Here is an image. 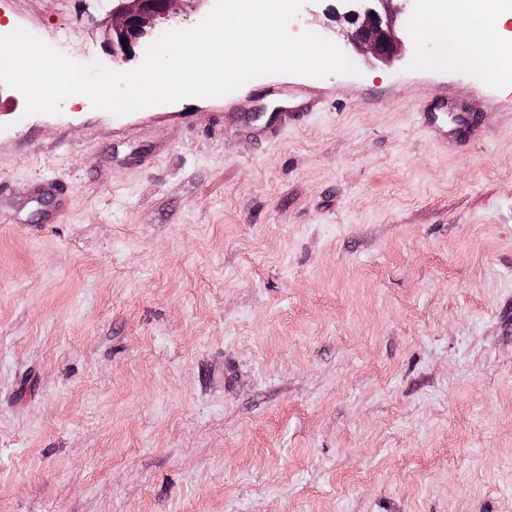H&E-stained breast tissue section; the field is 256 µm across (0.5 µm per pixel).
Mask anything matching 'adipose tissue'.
Segmentation results:
<instances>
[{"label":"adipose tissue","mask_w":512,"mask_h":512,"mask_svg":"<svg viewBox=\"0 0 512 512\" xmlns=\"http://www.w3.org/2000/svg\"><path fill=\"white\" fill-rule=\"evenodd\" d=\"M421 5L424 12L437 21L432 36L448 46L457 35L453 26L455 13L466 14L471 27L482 28V55L493 60L498 82L512 86V32L484 25L490 15L512 18V0H421Z\"/></svg>","instance_id":"1"}]
</instances>
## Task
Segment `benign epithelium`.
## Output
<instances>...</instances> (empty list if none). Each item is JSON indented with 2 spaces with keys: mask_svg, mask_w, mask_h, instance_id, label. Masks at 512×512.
<instances>
[{
  "mask_svg": "<svg viewBox=\"0 0 512 512\" xmlns=\"http://www.w3.org/2000/svg\"><path fill=\"white\" fill-rule=\"evenodd\" d=\"M112 24L107 42L112 56L127 55V51L151 35L176 23V4L180 0H113ZM336 14L348 25L347 41L361 54L376 58H391L400 49L395 34L396 16L386 8L391 0H336ZM127 45H122L121 40Z\"/></svg>",
  "mask_w": 512,
  "mask_h": 512,
  "instance_id": "obj_1",
  "label": "benign epithelium"
}]
</instances>
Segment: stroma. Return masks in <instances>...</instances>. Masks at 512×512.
Listing matches in <instances>:
<instances>
[{
	"mask_svg": "<svg viewBox=\"0 0 512 512\" xmlns=\"http://www.w3.org/2000/svg\"><path fill=\"white\" fill-rule=\"evenodd\" d=\"M358 75L116 116L0 92V512H512V90L432 19ZM112 0H0L117 72ZM321 107L277 141L265 126ZM468 103L465 135L420 115ZM58 180L63 207L17 195Z\"/></svg>",
	"mask_w": 512,
	"mask_h": 512,
	"instance_id": "obj_1",
	"label": "stroma"
}]
</instances>
